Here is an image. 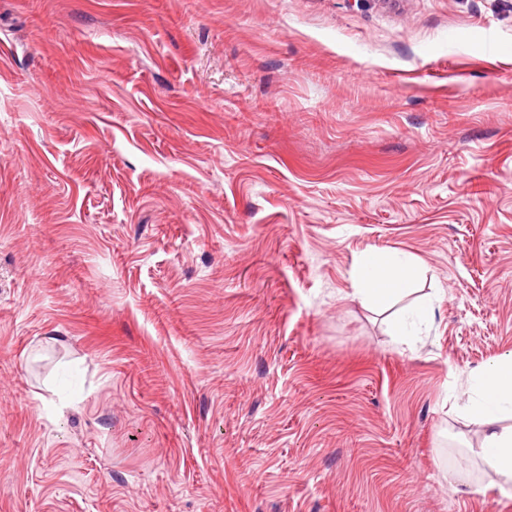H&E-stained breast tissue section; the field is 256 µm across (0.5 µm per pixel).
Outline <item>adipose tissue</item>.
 Returning <instances> with one entry per match:
<instances>
[{"label": "adipose tissue", "instance_id": "obj_1", "mask_svg": "<svg viewBox=\"0 0 512 512\" xmlns=\"http://www.w3.org/2000/svg\"><path fill=\"white\" fill-rule=\"evenodd\" d=\"M401 264L392 255L369 253L353 275L357 294L380 306L390 304L394 296L410 294L412 282ZM469 391L466 412L490 426L477 451L479 460L502 484L511 486L512 427L498 429L494 423L500 414H512V354L475 374Z\"/></svg>", "mask_w": 512, "mask_h": 512}]
</instances>
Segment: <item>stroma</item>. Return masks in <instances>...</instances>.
<instances>
[{
	"mask_svg": "<svg viewBox=\"0 0 512 512\" xmlns=\"http://www.w3.org/2000/svg\"><path fill=\"white\" fill-rule=\"evenodd\" d=\"M509 353L512 0H0V512H512ZM402 260L385 253L370 252L353 274L356 294L380 306L388 305L396 295H408L412 282L401 270ZM469 391L464 411L478 421L491 424L500 414H512V354L475 374ZM476 453L484 468L496 474L503 485H512V427L489 430Z\"/></svg>",
	"mask_w": 512,
	"mask_h": 512,
	"instance_id": "stroma-1",
	"label": "stroma"
}]
</instances>
